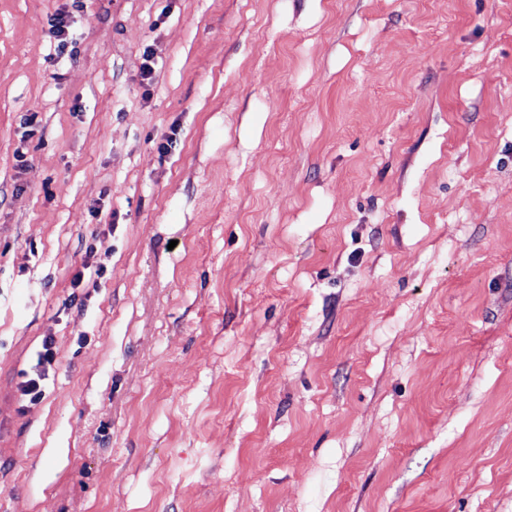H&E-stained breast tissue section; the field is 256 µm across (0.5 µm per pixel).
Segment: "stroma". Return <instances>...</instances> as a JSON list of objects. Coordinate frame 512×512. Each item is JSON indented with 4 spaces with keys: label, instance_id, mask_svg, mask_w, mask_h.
<instances>
[{
    "label": "stroma",
    "instance_id": "stroma-1",
    "mask_svg": "<svg viewBox=\"0 0 512 512\" xmlns=\"http://www.w3.org/2000/svg\"><path fill=\"white\" fill-rule=\"evenodd\" d=\"M0 512H512V0H0Z\"/></svg>",
    "mask_w": 512,
    "mask_h": 512
}]
</instances>
